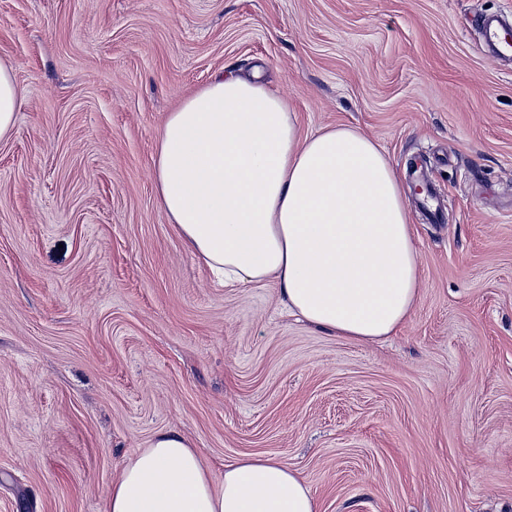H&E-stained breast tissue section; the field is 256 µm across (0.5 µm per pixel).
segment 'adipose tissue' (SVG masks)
Returning a JSON list of instances; mask_svg holds the SVG:
<instances>
[{
	"label": "adipose tissue",
	"mask_w": 512,
	"mask_h": 512,
	"mask_svg": "<svg viewBox=\"0 0 512 512\" xmlns=\"http://www.w3.org/2000/svg\"><path fill=\"white\" fill-rule=\"evenodd\" d=\"M21 90L0 59V139ZM155 189L186 246L225 283L275 282L289 312L332 336L377 342L422 286L401 179L381 146L340 124L302 133L256 81L218 75L165 120ZM106 512H319L287 465L245 455L215 479L189 441L155 435L113 481Z\"/></svg>",
	"instance_id": "ef3b65f1"
}]
</instances>
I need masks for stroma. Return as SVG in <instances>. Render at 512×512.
Here are the masks:
<instances>
[{
	"label": "stroma",
	"mask_w": 512,
	"mask_h": 512,
	"mask_svg": "<svg viewBox=\"0 0 512 512\" xmlns=\"http://www.w3.org/2000/svg\"><path fill=\"white\" fill-rule=\"evenodd\" d=\"M482 13L512 0H0V512H106L164 431L219 479L287 464L319 512H512V62ZM255 71L408 188L424 284L387 342L220 284L158 202L168 112ZM481 24L485 43L491 45L497 55L512 56V41L501 35L498 21L494 16L483 15L478 18ZM20 105L21 90L14 79L13 68L0 59V140L13 133Z\"/></svg>",
	"instance_id": "obj_1"
}]
</instances>
